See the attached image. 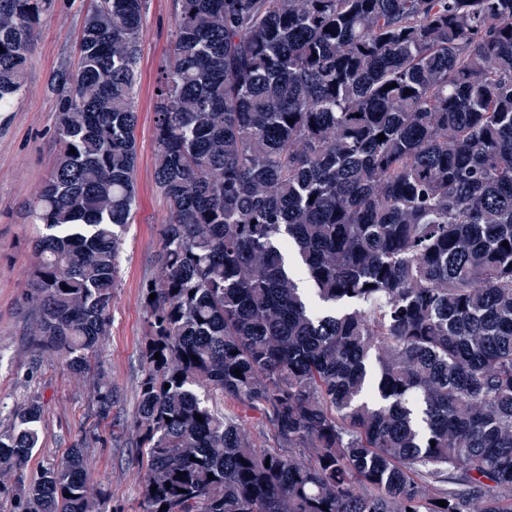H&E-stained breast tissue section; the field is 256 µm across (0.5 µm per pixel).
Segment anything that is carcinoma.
<instances>
[{"instance_id": "1", "label": "carcinoma", "mask_w": 512, "mask_h": 512, "mask_svg": "<svg viewBox=\"0 0 512 512\" xmlns=\"http://www.w3.org/2000/svg\"><path fill=\"white\" fill-rule=\"evenodd\" d=\"M55 2L0 0V112ZM174 3L143 512H512V0ZM146 8L91 0L53 78L58 151L25 211L35 366L88 374L107 333ZM95 402L109 416L102 373ZM43 412L0 430V512H110L85 439L27 476ZM224 412L242 419L258 445L265 448H283L288 453V445L277 441L275 432L262 409L252 408L239 401L224 400Z\"/></svg>"}]
</instances>
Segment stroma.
Masks as SVG:
<instances>
[{
	"instance_id": "obj_1",
	"label": "stroma",
	"mask_w": 512,
	"mask_h": 512,
	"mask_svg": "<svg viewBox=\"0 0 512 512\" xmlns=\"http://www.w3.org/2000/svg\"><path fill=\"white\" fill-rule=\"evenodd\" d=\"M86 8L85 0H56L53 15L37 32L26 91L13 111L0 114V402L7 406L0 413V429L10 424L9 408L40 396L42 435L28 475L86 437L87 453L105 484L112 512H142L141 474L130 425L144 375L140 350L147 325L141 290L157 275L160 226L168 216L154 183L153 141L158 79L174 46V0H148L140 34L136 207L112 290L108 334L97 359L115 395L110 416L103 419L96 412L92 378L73 376L55 359L37 368L31 364L34 309L26 300V272L34 262L33 227L24 219V208L52 163L57 95L51 79L77 62Z\"/></svg>"
}]
</instances>
